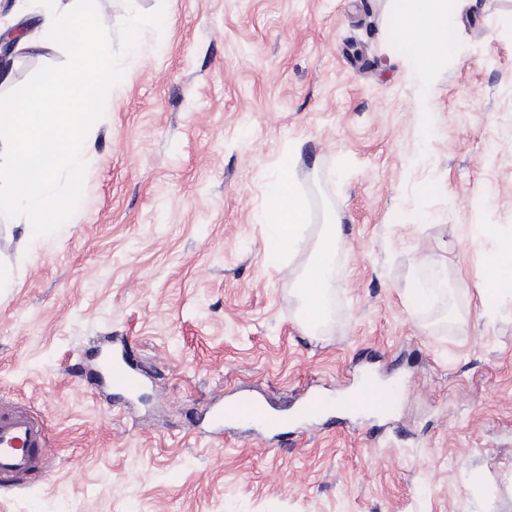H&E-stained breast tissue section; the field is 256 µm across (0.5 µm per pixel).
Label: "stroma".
<instances>
[{"instance_id":"stroma-1","label":"stroma","mask_w":512,"mask_h":512,"mask_svg":"<svg viewBox=\"0 0 512 512\" xmlns=\"http://www.w3.org/2000/svg\"><path fill=\"white\" fill-rule=\"evenodd\" d=\"M98 5L109 28L159 8L163 27L125 57L58 232L31 242L0 214V403L52 449L42 477L0 481V512H512V301L482 294L486 231L512 232V0H463L428 82L394 56L386 0ZM44 20L0 0V32ZM64 59L16 47L0 93ZM291 146L309 234L342 217L315 332L292 287L310 249L265 257ZM121 345L134 394L94 376ZM365 373L401 381L392 414L213 422L221 401L290 412Z\"/></svg>"}]
</instances>
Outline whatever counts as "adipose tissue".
<instances>
[{"instance_id": "1", "label": "adipose tissue", "mask_w": 512, "mask_h": 512, "mask_svg": "<svg viewBox=\"0 0 512 512\" xmlns=\"http://www.w3.org/2000/svg\"><path fill=\"white\" fill-rule=\"evenodd\" d=\"M458 16L457 0H388L386 25L395 55L410 70L432 78L448 61L449 37ZM294 166V154H285L277 178L269 185L274 204L265 215L273 228L268 260L276 263L285 252L312 247L313 264L294 282L302 302V319L311 328L326 314L325 291L335 269L342 228L337 221L323 225L317 241L309 242L307 211L296 190ZM495 241L485 285L489 298L500 299L512 294V235L496 236Z\"/></svg>"}]
</instances>
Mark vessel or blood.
<instances>
[{"mask_svg": "<svg viewBox=\"0 0 512 512\" xmlns=\"http://www.w3.org/2000/svg\"><path fill=\"white\" fill-rule=\"evenodd\" d=\"M113 388L134 391L138 379L125 362L113 361L109 368ZM228 417L255 418L266 430L274 431L287 425L284 415L271 414L265 404L255 400H239L222 409ZM50 453L43 427L20 411H0V477H34L40 475V465Z\"/></svg>", "mask_w": 512, "mask_h": 512, "instance_id": "vessel-or-blood-1", "label": "vessel or blood"}]
</instances>
